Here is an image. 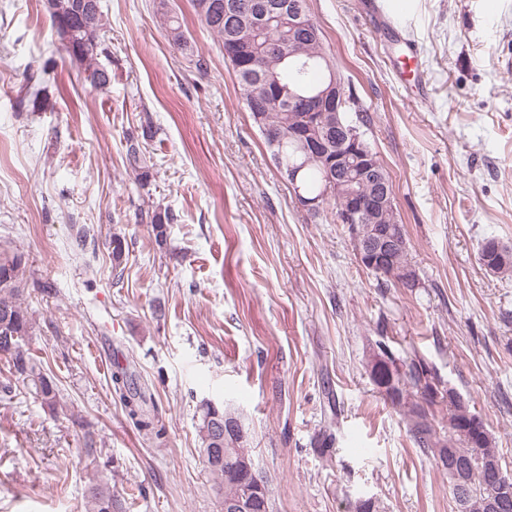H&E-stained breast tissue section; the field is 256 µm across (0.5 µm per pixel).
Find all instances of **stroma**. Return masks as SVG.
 I'll return each instance as SVG.
<instances>
[{
  "label": "stroma",
  "instance_id": "stroma-1",
  "mask_svg": "<svg viewBox=\"0 0 512 512\" xmlns=\"http://www.w3.org/2000/svg\"><path fill=\"white\" fill-rule=\"evenodd\" d=\"M385 3L308 0L371 118L412 288L383 284L348 225L297 204L191 0H100L103 92L60 52L42 0H0V242L28 256V347L58 389L47 408L0 355V512H87L96 480L122 512H224L199 435L208 401L241 423L272 512H349L367 497L456 512L373 382L381 348L423 358L512 472V279L479 262L484 239L512 245V0H410L390 27L367 13ZM405 40L426 94L394 65ZM34 62L42 102L21 111ZM131 140L150 159L143 182L125 162ZM153 211L173 216L161 243L140 219ZM121 369L152 393L162 440L128 419L111 386Z\"/></svg>",
  "mask_w": 512,
  "mask_h": 512
}]
</instances>
